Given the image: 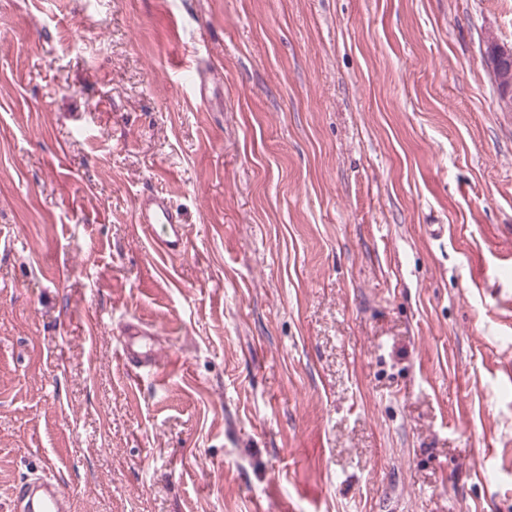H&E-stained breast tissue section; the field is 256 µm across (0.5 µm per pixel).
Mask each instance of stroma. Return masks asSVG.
<instances>
[{
	"instance_id": "35a3bbf8",
	"label": "stroma",
	"mask_w": 512,
	"mask_h": 512,
	"mask_svg": "<svg viewBox=\"0 0 512 512\" xmlns=\"http://www.w3.org/2000/svg\"><path fill=\"white\" fill-rule=\"evenodd\" d=\"M489 33L512 0H0V512L45 471L71 512H512ZM137 221L152 224L155 246L167 258L183 255L187 247L185 225L179 208L167 195L154 192L138 201ZM123 334L121 357L133 374L142 368L157 366V340L146 326L130 322Z\"/></svg>"
}]
</instances>
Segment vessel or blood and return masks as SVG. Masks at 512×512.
<instances>
[{"label":"vessel or blood","instance_id":"b4317fda","mask_svg":"<svg viewBox=\"0 0 512 512\" xmlns=\"http://www.w3.org/2000/svg\"><path fill=\"white\" fill-rule=\"evenodd\" d=\"M137 221L152 225L155 246L168 258L183 255L187 247L185 226L179 208L167 195L154 192L142 197ZM121 357L131 372L158 364L157 340L144 325L128 323L121 343ZM71 495L49 478L21 482L15 489L13 512H69Z\"/></svg>","mask_w":512,"mask_h":512}]
</instances>
